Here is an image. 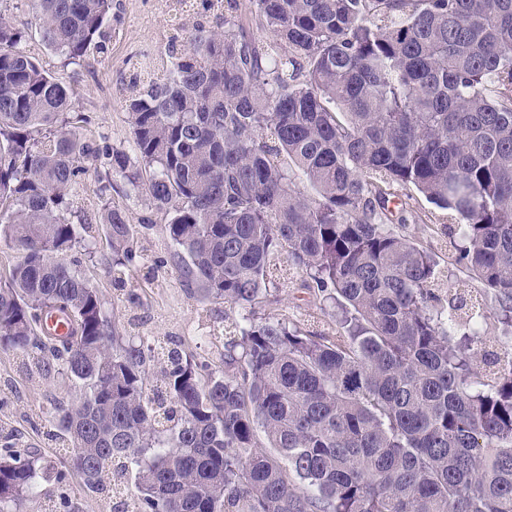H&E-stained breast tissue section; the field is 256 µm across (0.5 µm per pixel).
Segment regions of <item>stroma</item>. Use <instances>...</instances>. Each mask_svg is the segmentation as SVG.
<instances>
[{"label":"stroma","instance_id":"obj_1","mask_svg":"<svg viewBox=\"0 0 512 512\" xmlns=\"http://www.w3.org/2000/svg\"><path fill=\"white\" fill-rule=\"evenodd\" d=\"M0 12L6 13L17 28L27 31V50L38 54L55 78L73 90L76 111L90 118L89 123L80 126V136L136 156L122 85L137 61L164 55L175 28L191 26L193 15L173 14L171 0H113L110 36L103 52H91L84 62L73 64L44 50L31 24V0H0ZM74 197L81 217L93 226L91 237L77 244L74 254L81 258L86 276L119 328L130 336L168 338L184 351L218 359L221 345L212 340L205 316L224 313L235 318L241 310L221 301L199 302L177 277L155 268L156 259L170 256L164 229L167 215L158 212L144 194L133 191L120 177H113L111 189L101 190L99 175L93 170L83 176ZM114 206L126 209L131 224L138 229L142 256L129 265L125 275L142 298L138 306L119 295L109 271L112 246L99 218L105 209ZM262 311L294 319L311 314L327 320L334 307L303 289L299 275L283 270L274 275L269 302ZM74 396V390L64 381L46 379L27 369L18 353L0 351V422L6 429L15 430L24 446L41 453L54 467L62 462L64 451L47 437L54 426L51 403Z\"/></svg>","mask_w":512,"mask_h":512}]
</instances>
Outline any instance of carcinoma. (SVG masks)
<instances>
[{
    "label": "carcinoma",
    "instance_id": "obj_1",
    "mask_svg": "<svg viewBox=\"0 0 512 512\" xmlns=\"http://www.w3.org/2000/svg\"><path fill=\"white\" fill-rule=\"evenodd\" d=\"M47 50L78 63L112 0H32ZM217 20L130 79L138 150L71 129L72 93L0 15V350L75 389L54 401L55 471L117 512H512V348L478 345L486 310L404 232L403 190L448 211L454 262L512 329V0H253L267 42ZM188 47H177L180 39ZM293 164L315 192L288 171ZM105 168L169 215L174 273L200 301L249 310L219 362L127 336L77 258L72 190ZM112 280L136 258L126 209L101 215ZM336 308L306 330L256 316L283 264ZM47 469L0 444V512Z\"/></svg>",
    "mask_w": 512,
    "mask_h": 512
}]
</instances>
